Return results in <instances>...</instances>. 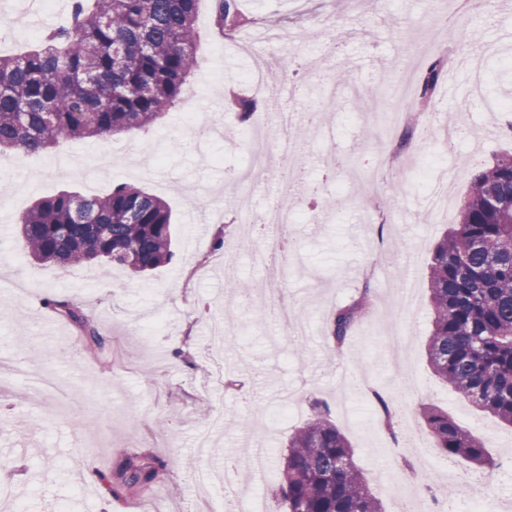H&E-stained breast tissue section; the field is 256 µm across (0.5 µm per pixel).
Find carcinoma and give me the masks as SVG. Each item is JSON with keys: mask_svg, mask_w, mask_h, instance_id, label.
Returning <instances> with one entry per match:
<instances>
[{"mask_svg": "<svg viewBox=\"0 0 512 512\" xmlns=\"http://www.w3.org/2000/svg\"><path fill=\"white\" fill-rule=\"evenodd\" d=\"M197 2L70 0L65 25L20 56L0 55V153H39L62 139L108 140L154 125L181 99L197 67ZM212 2L219 33L250 23L241 0ZM446 73L444 58L425 69L398 147L412 145ZM232 102L243 124L257 110L250 97ZM172 225L165 200L119 184L93 198L63 192L36 200L21 217L18 236L38 262L65 269L107 262L140 274L172 261ZM428 288L426 354L433 373L479 411L512 427V152L474 175L456 228L432 252ZM371 303L366 283L332 313L328 335L335 347L348 342ZM45 304L77 327L88 350L105 348L98 327L72 302L48 297ZM423 417L441 454L494 469L487 443L448 412L429 406ZM285 448L277 492L283 512H383L326 402H311L309 418ZM157 473L152 457L129 456L112 494L146 496Z\"/></svg>", "mask_w": 512, "mask_h": 512, "instance_id": "1", "label": "carcinoma"}]
</instances>
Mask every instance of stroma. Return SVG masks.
Returning <instances> with one entry per match:
<instances>
[{
  "mask_svg": "<svg viewBox=\"0 0 512 512\" xmlns=\"http://www.w3.org/2000/svg\"><path fill=\"white\" fill-rule=\"evenodd\" d=\"M252 22H266L283 37L271 45L242 50L215 34L208 0L198 7L203 50L181 97L162 120L146 130L111 140L64 141L45 153L18 150L0 154V290L25 284L24 297H0V346L26 354L33 371L50 369L68 403L32 392L14 368L0 371V512H143L145 501L167 512H200L206 501L235 493L272 496L278 482L270 471L265 484L238 476L224 482L229 458L244 457L260 442L278 460L295 427L308 419L312 400L326 401L333 423L349 439L385 512H392L393 486L381 465L391 456L399 471L430 463L436 482L465 491L449 501V512H477L479 499L512 501V428L482 416L439 383L427 365L430 327L427 269L413 272L379 264L381 253L409 251L429 258L470 189L477 165L512 152L511 137H486L495 117L490 97L505 86L497 66L482 50L512 29V0H499L493 24L484 22V0H467L456 25L436 29L430 17L447 11L448 0H310L295 10L292 0H244ZM69 0H0V53L18 54L47 28L62 24ZM429 59L457 51L481 56V95L472 92L468 70L455 71L456 96L437 91L431 112L453 117L470 130L456 146L439 140L429 122L417 127L413 148L401 150L379 133L373 113L394 110L388 83L394 68L416 46ZM263 57L302 63L294 77V102L335 94L337 111L326 127L303 130L307 158L303 175L327 200L322 221L311 219L307 202L293 206V244L298 262L311 275L282 276L253 263L241 249L239 217L287 202L277 164L263 177H244L247 141L234 112L224 104L229 89L251 95L248 73ZM386 164L370 173L371 154ZM347 160L344 171L324 177L325 156ZM444 163L435 176L453 184L452 209L444 221L427 211L420 180L427 158ZM127 183L167 200L173 210L174 257L170 264L138 276L117 267L62 270L34 260L18 242L16 226L33 201L60 191L100 196ZM224 211V243L214 250L212 226L200 221L201 204ZM413 275L419 309L397 300V288ZM374 300L362 324L342 349L328 336L331 313L351 300L363 284ZM287 291L308 323L305 356L294 351L295 337L281 336L275 318L234 301L235 288ZM67 298L93 319L107 344L94 359L81 352L73 325L48 309L44 300ZM234 324L231 348L209 339L212 318ZM404 336L401 351L389 349L385 335ZM188 351V359L177 350ZM391 376L400 388L394 401L398 420L433 440L424 430L423 405L448 410L459 423L492 442L498 466L488 472L461 459L423 460L405 434L390 437L371 401L344 390L343 377L380 386ZM249 417L243 430L214 421L217 409ZM148 454L162 461L149 499L114 498L98 476L115 475L125 456Z\"/></svg>",
  "mask_w": 512,
  "mask_h": 512,
  "instance_id": "35a3bbf8",
  "label": "stroma"
}]
</instances>
